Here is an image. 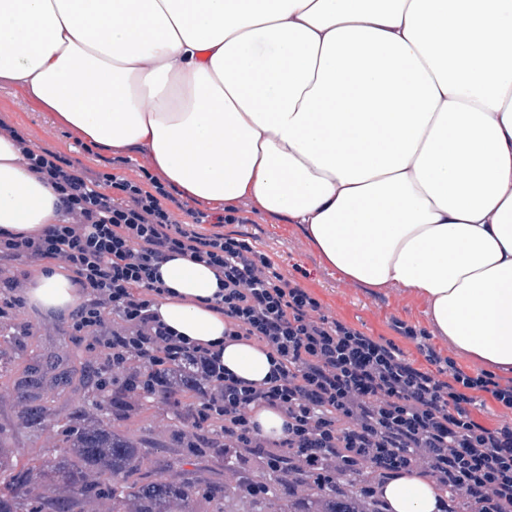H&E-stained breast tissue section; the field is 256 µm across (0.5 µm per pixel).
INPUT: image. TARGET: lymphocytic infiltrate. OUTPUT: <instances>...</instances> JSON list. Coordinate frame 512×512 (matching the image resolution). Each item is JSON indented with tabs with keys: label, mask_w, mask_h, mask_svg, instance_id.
I'll list each match as a JSON object with an SVG mask.
<instances>
[{
	"label": "lymphocytic infiltrate",
	"mask_w": 512,
	"mask_h": 512,
	"mask_svg": "<svg viewBox=\"0 0 512 512\" xmlns=\"http://www.w3.org/2000/svg\"><path fill=\"white\" fill-rule=\"evenodd\" d=\"M0 136L17 143L63 214L38 234L0 231V261L58 262L73 273L85 300L70 329L91 338L101 387L150 395L165 386L171 365L190 363L198 380L173 407L223 440L231 456L264 462L268 480L248 485L253 496L300 479L333 491L351 476L359 495L378 505V486L416 469L435 483L439 512L463 503L471 512H512V422L491 429L472 413L481 392L512 411V379L467 373L425 331L395 321L427 361L420 368L393 341L322 314L319 300L267 253L221 232L239 223L235 209H191L180 221L172 193L149 171L133 180L77 169L1 119ZM212 222L216 230L203 232ZM174 255L213 270L224 340L266 352L272 369L263 382L227 371L220 349L187 342L154 312L166 292L159 266ZM260 406L282 415L281 437L261 434L252 420Z\"/></svg>",
	"instance_id": "1"
}]
</instances>
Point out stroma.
I'll return each instance as SVG.
<instances>
[{"label":"stroma","instance_id":"35a3bbf8","mask_svg":"<svg viewBox=\"0 0 512 512\" xmlns=\"http://www.w3.org/2000/svg\"><path fill=\"white\" fill-rule=\"evenodd\" d=\"M0 117L19 129L32 145L79 160L84 168L94 172L105 173L112 169V151L96 146L83 149L80 140L52 122L48 113L19 90L4 84L0 85ZM234 206L242 221L224 225V233L259 244L284 275L307 288L320 301L325 315L343 320L369 335L391 339L409 358L420 360L415 344L400 336L393 326L394 321H403L426 330L442 355L452 356L462 370L473 371L471 358L452 351L447 338L440 336L428 301L416 291L402 286L370 288L345 278L324 261L302 225L266 214L247 198L235 201ZM68 325V319L50 320L31 307H24L15 321L13 343L0 356L4 362L22 365L31 358L46 357L58 346L67 348L76 374L71 383L60 386L52 397L43 401L44 407L62 422L71 419L87 386L96 381L89 339L71 334ZM10 383V378L0 379V384L7 387L0 397V436L10 447L19 449L18 463L23 466L37 462L47 449L60 445L64 435L49 427L42 429L22 424V408L9 390ZM120 428L146 442L164 441L165 458L191 469L195 458L181 446V424L174 412L167 411L155 418L137 414L121 421Z\"/></svg>","mask_w":512,"mask_h":512}]
</instances>
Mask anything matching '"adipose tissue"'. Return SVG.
I'll return each mask as SVG.
<instances>
[{"label": "adipose tissue", "mask_w": 512, "mask_h": 512, "mask_svg": "<svg viewBox=\"0 0 512 512\" xmlns=\"http://www.w3.org/2000/svg\"><path fill=\"white\" fill-rule=\"evenodd\" d=\"M0 83L185 195L303 225L346 278L417 289L455 349L512 372V0H0ZM60 217L0 137V230ZM160 272L162 321L262 381L266 353L225 343L206 304L213 271ZM26 297L51 316L81 302L60 266ZM380 491L389 512L439 507L416 471Z\"/></svg>", "instance_id": "ef3b65f1"}]
</instances>
